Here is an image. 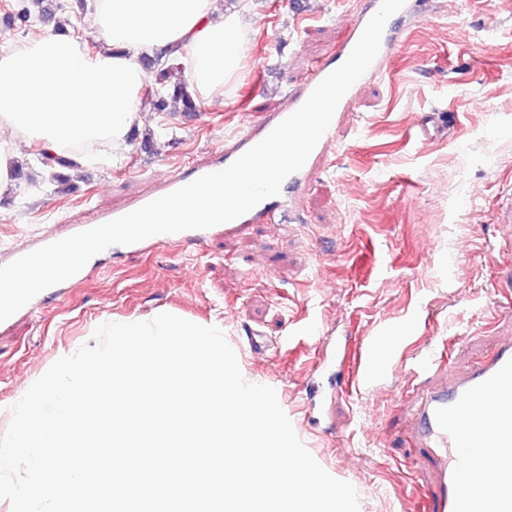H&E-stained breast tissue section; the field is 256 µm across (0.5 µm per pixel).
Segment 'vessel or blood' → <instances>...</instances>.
<instances>
[{
	"label": "vessel or blood",
	"mask_w": 512,
	"mask_h": 512,
	"mask_svg": "<svg viewBox=\"0 0 512 512\" xmlns=\"http://www.w3.org/2000/svg\"><path fill=\"white\" fill-rule=\"evenodd\" d=\"M380 3L381 0H362L334 58L313 64L305 79L288 90L277 112L241 134L226 137L222 161L182 167L163 185L162 194L231 165L295 112L313 89L348 58ZM411 16L412 7L407 4L387 21L369 74L381 72L393 56ZM356 95L353 88L344 95L329 128L304 166L283 181L279 195L266 198L244 215L225 222V234L245 233L254 224L302 221L303 212L295 200L311 176L325 168L343 115ZM210 235L207 229L187 230L154 235L149 242L176 246L186 240L203 242ZM411 437L415 447L421 448L433 464L432 478L424 493L428 512H512V340L502 343L489 359L454 380L426 387L415 407Z\"/></svg>",
	"instance_id": "b4317fda"
}]
</instances>
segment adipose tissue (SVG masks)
<instances>
[{"label": "adipose tissue", "instance_id": "obj_1", "mask_svg": "<svg viewBox=\"0 0 512 512\" xmlns=\"http://www.w3.org/2000/svg\"><path fill=\"white\" fill-rule=\"evenodd\" d=\"M256 14L249 0H98L91 26L103 46L87 54L69 34L26 36L0 54V196L17 184L23 150L82 165L121 156L141 124L144 58L174 49L175 73L215 101L237 80Z\"/></svg>", "mask_w": 512, "mask_h": 512}]
</instances>
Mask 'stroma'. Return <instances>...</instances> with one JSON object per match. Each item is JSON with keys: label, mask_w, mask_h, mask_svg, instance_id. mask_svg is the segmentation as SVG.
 Returning a JSON list of instances; mask_svg holds the SVG:
<instances>
[{"label": "stroma", "mask_w": 512, "mask_h": 512, "mask_svg": "<svg viewBox=\"0 0 512 512\" xmlns=\"http://www.w3.org/2000/svg\"><path fill=\"white\" fill-rule=\"evenodd\" d=\"M245 69L223 102L200 112H147L151 147L79 169L66 192L36 161L34 182L0 197V266L97 212L153 190L184 162L217 157L225 135L277 111L315 61L331 57L356 0H255ZM452 120L425 136L416 117ZM303 224L179 247L116 246L93 256L79 285L46 289L40 305L0 322V435L7 408L61 356L92 344L101 324L158 308L220 320L229 344L249 332L274 343L244 352V378L275 389L294 431L333 477L351 483L359 512H418L430 471L408 431L422 387L412 359L445 350L471 368L512 333V0H427L385 71L344 120L325 171L297 200ZM390 340L385 375L311 406L342 385L322 371L320 336Z\"/></svg>", "instance_id": "1"}]
</instances>
